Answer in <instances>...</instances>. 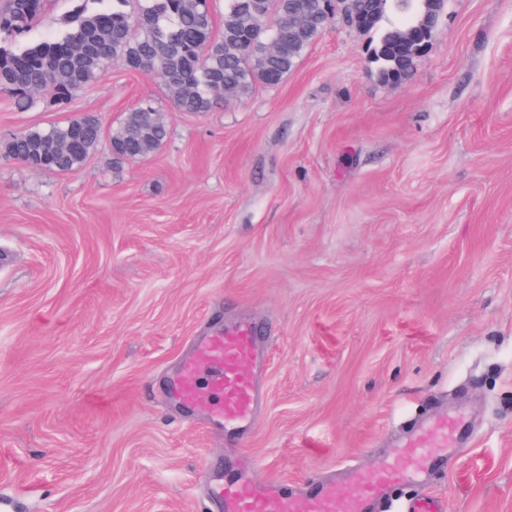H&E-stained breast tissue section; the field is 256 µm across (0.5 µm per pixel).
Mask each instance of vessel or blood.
<instances>
[{
    "label": "vessel or blood",
    "instance_id": "vessel-or-blood-1",
    "mask_svg": "<svg viewBox=\"0 0 512 512\" xmlns=\"http://www.w3.org/2000/svg\"><path fill=\"white\" fill-rule=\"evenodd\" d=\"M199 349L198 360L186 365L175 383L174 398L192 406L215 395L217 420L227 426L251 422L258 399L256 369L261 363L254 328L243 323L203 337ZM457 433L458 423L452 419L425 423L400 444L394 458L355 474L347 493L323 486L301 502L277 484L260 485L245 477L213 486L211 494L221 502L223 512H379L395 485L424 480L442 460L443 448L456 443Z\"/></svg>",
    "mask_w": 512,
    "mask_h": 512
}]
</instances>
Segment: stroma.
I'll return each mask as SVG.
<instances>
[{
	"mask_svg": "<svg viewBox=\"0 0 512 512\" xmlns=\"http://www.w3.org/2000/svg\"><path fill=\"white\" fill-rule=\"evenodd\" d=\"M342 16L274 88L188 114L113 62L64 106L0 95V140L150 100L151 157L0 158V512H222L211 484L344 482L407 426L467 453L390 498L512 512V0H447L403 84ZM253 323L255 425L171 400L202 337Z\"/></svg>",
	"mask_w": 512,
	"mask_h": 512,
	"instance_id": "35a3bbf8",
	"label": "stroma"
}]
</instances>
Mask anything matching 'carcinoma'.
Masks as SVG:
<instances>
[{
	"instance_id": "obj_1",
	"label": "carcinoma",
	"mask_w": 512,
	"mask_h": 512,
	"mask_svg": "<svg viewBox=\"0 0 512 512\" xmlns=\"http://www.w3.org/2000/svg\"><path fill=\"white\" fill-rule=\"evenodd\" d=\"M46 0H0V93L19 109L51 95L66 101L84 86L102 78L112 61L150 75L162 71V85L173 106L200 114L225 101L247 97L258 85L278 86L296 66L320 30L300 31L297 16L321 9L322 0H224V16L216 24L209 0H76L69 25L62 31L27 43ZM353 12L374 14L369 31L394 13L410 21L423 9L421 0H347ZM399 25L391 24L373 47L372 60L381 80L410 78L417 58L395 44ZM155 108L144 102L125 113L109 147L117 162L144 159L167 140L164 121H144ZM70 121L31 128L0 142V152L18 159L37 151L39 169L78 170L103 139V128L90 126L77 143L69 139Z\"/></svg>"
}]
</instances>
